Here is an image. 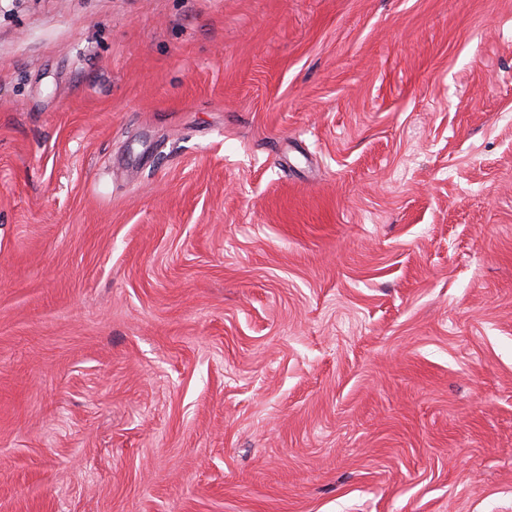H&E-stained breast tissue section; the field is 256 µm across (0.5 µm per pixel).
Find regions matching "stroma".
<instances>
[{
	"label": "stroma",
	"mask_w": 512,
	"mask_h": 512,
	"mask_svg": "<svg viewBox=\"0 0 512 512\" xmlns=\"http://www.w3.org/2000/svg\"><path fill=\"white\" fill-rule=\"evenodd\" d=\"M0 512H512V0H0Z\"/></svg>",
	"instance_id": "stroma-1"
}]
</instances>
